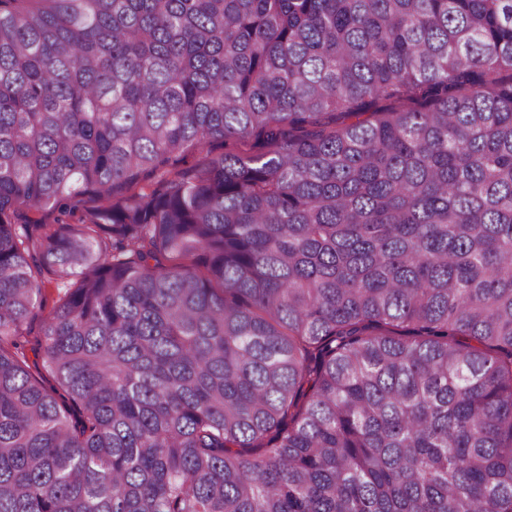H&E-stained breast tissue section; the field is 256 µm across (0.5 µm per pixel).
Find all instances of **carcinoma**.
I'll list each match as a JSON object with an SVG mask.
<instances>
[{
	"label": "carcinoma",
	"instance_id": "cac0c4a2",
	"mask_svg": "<svg viewBox=\"0 0 512 512\" xmlns=\"http://www.w3.org/2000/svg\"><path fill=\"white\" fill-rule=\"evenodd\" d=\"M0 512H512V0H0Z\"/></svg>",
	"mask_w": 512,
	"mask_h": 512
}]
</instances>
